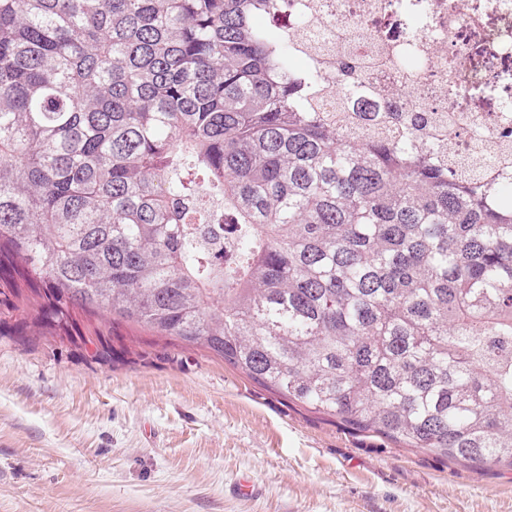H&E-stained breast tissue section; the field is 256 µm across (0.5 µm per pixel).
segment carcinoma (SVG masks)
<instances>
[{"instance_id": "cac0c4a2", "label": "carcinoma", "mask_w": 512, "mask_h": 512, "mask_svg": "<svg viewBox=\"0 0 512 512\" xmlns=\"http://www.w3.org/2000/svg\"><path fill=\"white\" fill-rule=\"evenodd\" d=\"M275 0H0V280L207 350L359 434L512 468V195L336 102ZM345 91L365 60L338 53Z\"/></svg>"}]
</instances>
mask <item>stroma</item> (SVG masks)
<instances>
[{
    "instance_id": "35a3bbf8",
    "label": "stroma",
    "mask_w": 512,
    "mask_h": 512,
    "mask_svg": "<svg viewBox=\"0 0 512 512\" xmlns=\"http://www.w3.org/2000/svg\"><path fill=\"white\" fill-rule=\"evenodd\" d=\"M84 336L0 335V512H512L511 467L362 436L131 323Z\"/></svg>"
}]
</instances>
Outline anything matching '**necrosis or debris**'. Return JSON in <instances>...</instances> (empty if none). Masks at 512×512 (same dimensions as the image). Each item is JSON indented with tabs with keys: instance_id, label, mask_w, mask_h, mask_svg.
I'll return each instance as SVG.
<instances>
[{
	"instance_id": "1",
	"label": "necrosis or debris",
	"mask_w": 512,
	"mask_h": 512,
	"mask_svg": "<svg viewBox=\"0 0 512 512\" xmlns=\"http://www.w3.org/2000/svg\"><path fill=\"white\" fill-rule=\"evenodd\" d=\"M305 17L304 30L294 20ZM299 31L322 76L321 107L331 109L337 52L372 58L357 81L359 97L396 94L402 109H443L452 152L505 158L502 134L512 129V0H288L281 18ZM474 98L496 108L472 111Z\"/></svg>"
}]
</instances>
